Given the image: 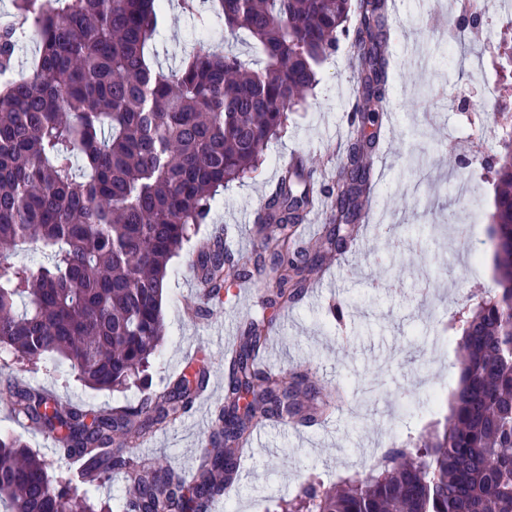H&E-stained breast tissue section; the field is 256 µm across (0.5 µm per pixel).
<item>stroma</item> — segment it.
I'll return each mask as SVG.
<instances>
[{"instance_id": "obj_1", "label": "stroma", "mask_w": 512, "mask_h": 512, "mask_svg": "<svg viewBox=\"0 0 512 512\" xmlns=\"http://www.w3.org/2000/svg\"><path fill=\"white\" fill-rule=\"evenodd\" d=\"M390 2L393 33L386 51L395 66L388 87L396 109L371 129L379 141L374 197L351 248L327 255L313 275L312 294L286 309L267 305L271 286L265 281L257 282L249 303L237 287L220 304L196 298L193 266L201 239L219 229L236 250L257 248L253 215L294 154H301L317 179L334 174L344 160L348 111L360 99L350 46L343 39L321 64L313 94L289 112L284 131L269 142L265 163L225 187L208 223L200 226L197 239L184 243L165 279L166 338L148 370L150 388L166 387L189 351L195 354L194 366L205 369L211 380H223L226 332H239L258 317L272 331L267 361L283 378L302 371L346 394L342 405L327 412L319 399L299 396L303 413L316 418L315 427L261 426L238 488L213 512H281V501L293 499L302 486L339 484L391 448L443 427L454 401L462 352L448 324L465 311L473 293L493 284L487 243L494 186L483 161L500 150L488 128L499 101L512 94V62L499 46L512 31V19L494 20V44L471 39L470 51L484 58L487 72L486 82L477 85L465 73L424 71L419 65L439 36L453 35L457 0ZM200 45L261 62L247 38L226 42L223 20L213 16L200 23L180 0H170L149 48L151 62L174 67L184 51ZM340 303L345 317L339 322L329 309ZM0 374L55 391L62 400L95 412L138 403L146 391L135 385L94 390L65 362L32 364L3 350ZM0 430L22 433L29 447L45 456L52 479L65 477L66 464L51 441L40 432L21 430L5 397L0 398ZM202 435L194 404L180 421L158 430L150 446L128 448V468L91 485L89 497L121 507L144 459L192 475Z\"/></svg>"}]
</instances>
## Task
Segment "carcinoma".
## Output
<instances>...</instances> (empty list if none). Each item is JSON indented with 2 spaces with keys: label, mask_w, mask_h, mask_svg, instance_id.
Wrapping results in <instances>:
<instances>
[{
  "label": "carcinoma",
  "mask_w": 512,
  "mask_h": 512,
  "mask_svg": "<svg viewBox=\"0 0 512 512\" xmlns=\"http://www.w3.org/2000/svg\"><path fill=\"white\" fill-rule=\"evenodd\" d=\"M17 22L0 29V348L36 362H69L96 390L140 378L162 346L164 280L171 260L207 223L221 188L255 171L288 112L315 88L316 70L350 40L362 98L359 124H374L388 94L386 0H188L205 22L212 13L234 38L244 32L264 57L255 69L233 52H187L171 69L153 66L145 48L156 35L162 0H13ZM353 26H348L350 19ZM36 40L31 73L13 77L16 50ZM501 152L487 162L496 194L491 223L493 286L459 320L463 350L456 401L443 430L412 448H395L332 491L308 484L306 512H512V110L498 112ZM375 142L348 146L335 180L323 189L332 227L327 243L343 251L365 206L367 158ZM311 173L287 168L259 214L266 238L250 253L224 250L220 233L199 254L209 298L227 278L273 273V296L300 295L305 273L322 260L296 249L288 227L315 206ZM35 244L46 260H16ZM258 326H246L230 361L213 447L204 449L187 489L168 468L153 467L123 512H208L237 479L232 444L247 440L254 418L281 420L300 409L286 393L316 388L296 372L282 391L256 362ZM185 373L175 386L137 405L93 413L49 392L8 381L15 415L52 435L63 458L83 472L53 483L49 464L20 434H0V512H112L81 490L127 466L111 446L116 433L150 436L190 405ZM226 444L222 448L219 443Z\"/></svg>",
  "instance_id": "1"
}]
</instances>
